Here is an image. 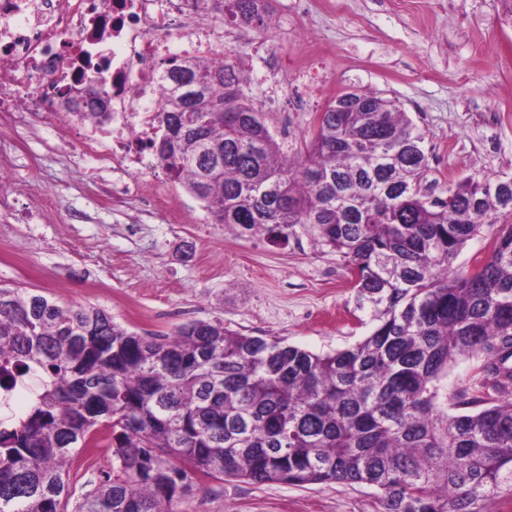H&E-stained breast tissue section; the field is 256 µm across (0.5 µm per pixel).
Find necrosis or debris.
Segmentation results:
<instances>
[{
	"mask_svg": "<svg viewBox=\"0 0 512 512\" xmlns=\"http://www.w3.org/2000/svg\"><path fill=\"white\" fill-rule=\"evenodd\" d=\"M108 39L120 51H108ZM223 51V28L194 0H0V113H52L101 83L113 122L101 135L147 173L165 94L159 62L178 52L207 64Z\"/></svg>",
	"mask_w": 512,
	"mask_h": 512,
	"instance_id": "necrosis-or-debris-1",
	"label": "necrosis or debris"
}]
</instances>
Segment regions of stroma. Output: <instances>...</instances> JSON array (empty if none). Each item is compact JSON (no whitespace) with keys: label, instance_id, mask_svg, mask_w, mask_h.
<instances>
[{"label":"stroma","instance_id":"obj_1","mask_svg":"<svg viewBox=\"0 0 512 512\" xmlns=\"http://www.w3.org/2000/svg\"><path fill=\"white\" fill-rule=\"evenodd\" d=\"M260 31L224 23L227 63L282 151L337 95L396 100L425 136L424 184L512 174V10L505 0H273ZM70 112L0 124V282L97 307L141 335L194 320L322 354L368 333L342 257L308 239L237 237L159 174L96 163ZM124 187L126 203L106 200ZM157 201L146 205L143 190ZM172 512H381L364 484H194Z\"/></svg>","mask_w":512,"mask_h":512}]
</instances>
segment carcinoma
I'll list each match as a JSON object with an SVG mask.
<instances>
[{"label": "carcinoma", "instance_id": "carcinoma-1", "mask_svg": "<svg viewBox=\"0 0 512 512\" xmlns=\"http://www.w3.org/2000/svg\"><path fill=\"white\" fill-rule=\"evenodd\" d=\"M260 2L212 8L261 28ZM166 72L157 164L240 237L301 233L340 254L372 331L324 354L220 320L141 336L103 309L0 282V398L40 382L0 420V512H67L70 469L104 445L112 469L73 512H170L198 478L367 484L382 512L512 500V224L484 259L455 266L484 225L512 215V176L466 177L448 200L429 197L423 133L364 90L333 100L289 157L233 66L175 56ZM460 356L479 362L478 395L443 392Z\"/></svg>", "mask_w": 512, "mask_h": 512}]
</instances>
